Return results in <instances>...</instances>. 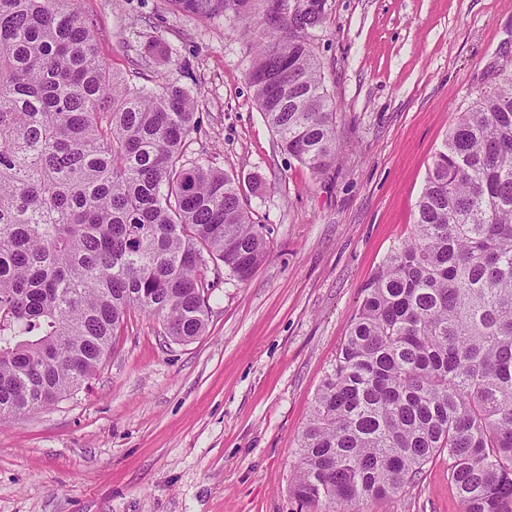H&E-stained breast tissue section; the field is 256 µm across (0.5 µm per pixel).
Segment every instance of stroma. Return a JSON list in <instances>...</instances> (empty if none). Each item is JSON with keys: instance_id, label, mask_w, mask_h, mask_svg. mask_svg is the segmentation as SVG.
Masks as SVG:
<instances>
[{"instance_id": "1", "label": "stroma", "mask_w": 512, "mask_h": 512, "mask_svg": "<svg viewBox=\"0 0 512 512\" xmlns=\"http://www.w3.org/2000/svg\"><path fill=\"white\" fill-rule=\"evenodd\" d=\"M101 60L139 86L179 79L187 151L234 174L268 256L248 280L208 270L203 336L130 313L95 375L0 420V512H301L298 440L362 288L412 231L449 124L512 69V0H323L309 33L336 103L339 160L313 176L257 108L260 29L172 0H81ZM160 42L162 55L146 53ZM369 512H461L439 456Z\"/></svg>"}]
</instances>
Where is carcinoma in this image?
<instances>
[{
	"instance_id": "1",
	"label": "carcinoma",
	"mask_w": 512,
	"mask_h": 512,
	"mask_svg": "<svg viewBox=\"0 0 512 512\" xmlns=\"http://www.w3.org/2000/svg\"><path fill=\"white\" fill-rule=\"evenodd\" d=\"M78 0H0V419L81 388L132 311L190 342L205 278L267 256L234 176L186 158L194 100L100 61ZM256 25L258 0H174ZM270 29L249 71L281 149L322 175L336 106L307 38ZM363 302L299 444L308 512H364L448 454L461 512H512V74L460 113L408 240Z\"/></svg>"
}]
</instances>
